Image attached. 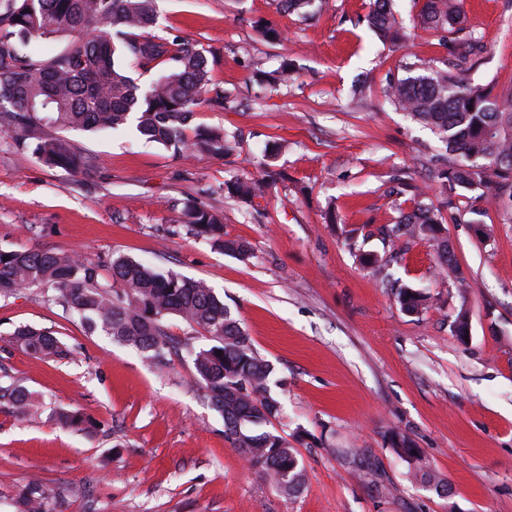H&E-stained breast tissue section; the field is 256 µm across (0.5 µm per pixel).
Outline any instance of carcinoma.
Returning a JSON list of instances; mask_svg holds the SVG:
<instances>
[{
  "label": "carcinoma",
  "mask_w": 512,
  "mask_h": 512,
  "mask_svg": "<svg viewBox=\"0 0 512 512\" xmlns=\"http://www.w3.org/2000/svg\"><path fill=\"white\" fill-rule=\"evenodd\" d=\"M368 26L384 41L404 38L402 22L391 0H373ZM464 0H426L419 24L438 36L465 29ZM154 0H5L0 11V133L16 148L30 151L43 164L92 180L95 161L59 131H120L135 125L148 143L175 153L192 152L222 158L236 145L223 130L196 125L203 104L224 107V90L212 84L208 60L188 43H170L151 32ZM66 38L67 48L42 56L27 50L34 37ZM471 51L453 56L441 67H427L383 88L385 100L427 126L458 161L438 173L451 191L485 188L491 198L512 203V94L460 77ZM167 69L162 80L142 88L129 70L156 62ZM269 173L227 186L246 201L263 197ZM180 223L187 231L214 240L224 251L244 260L248 246L224 238L222 218L201 206L186 207ZM391 243L419 238L436 252L437 263L466 288L433 206L420 202L389 228ZM40 288L47 301L75 315L91 332H102L138 351L154 367L166 366L173 354L192 362L205 397L224 418V439L250 467L287 496L300 492L306 473L296 449L272 428L280 405L270 393L273 368L254 350L249 337L231 318L224 302L204 282L162 271L118 255L106 260L80 258L39 247L0 248V298ZM407 314H418L426 298L413 288L396 289ZM180 317L192 330L215 341L196 349L175 338L167 318ZM11 342L28 354L48 360L70 357L71 349L53 332L20 326ZM222 355H216V351ZM0 411L20 418L40 416L43 397L7 371L0 372ZM50 418L65 427L86 429L89 417L77 410L55 408ZM391 449L413 465V476L433 487L448 484L420 466L421 451L405 434L393 432ZM62 491L40 479L30 480L17 498L18 512H58Z\"/></svg>",
  "instance_id": "cac0c4a2"
}]
</instances>
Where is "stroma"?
Wrapping results in <instances>:
<instances>
[{"label": "stroma", "mask_w": 512, "mask_h": 512, "mask_svg": "<svg viewBox=\"0 0 512 512\" xmlns=\"http://www.w3.org/2000/svg\"><path fill=\"white\" fill-rule=\"evenodd\" d=\"M155 7L154 35L192 42L228 97L225 107L201 106L197 124L238 134V147L221 158L176 156L131 128L77 130L70 139L98 164L96 179L83 182L0 134V247L124 255L204 281L273 365L274 425L293 441L306 484L290 497L246 464L188 358L152 367L31 289L0 298V366L96 428L0 412V512H17L35 476L63 489V512H512V203L474 192L448 198L437 185V138L382 93L388 80L440 65L470 36L479 48L466 78L512 90V0H465L464 33L442 46L416 29L401 47L368 28L369 0H324L307 18L278 0ZM266 26L279 39L265 37ZM285 60L293 77L270 86L266 73ZM360 76L370 88L359 107ZM266 167L286 179L264 197L223 194ZM420 190L441 212L466 291L417 239L390 263L391 280L357 259L384 255L383 229ZM188 201L214 209L250 258L203 237L167 236L174 203ZM395 284L426 293L427 309L402 312ZM462 307L464 341L450 328ZM24 325L53 332L71 360L17 348L10 335ZM394 431L420 448L448 496L412 478L388 443Z\"/></svg>", "instance_id": "1"}]
</instances>
